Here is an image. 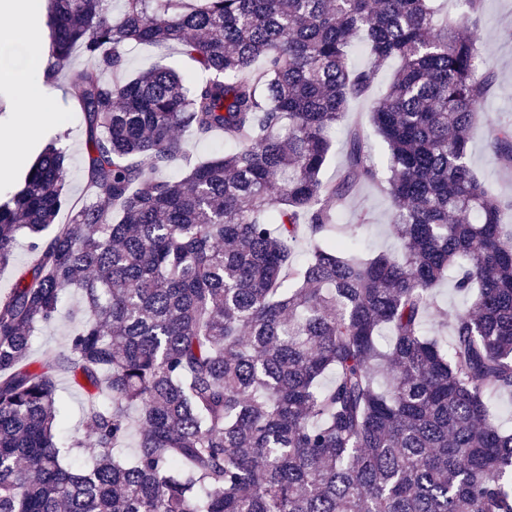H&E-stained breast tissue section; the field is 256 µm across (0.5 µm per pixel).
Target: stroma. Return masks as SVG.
Returning a JSON list of instances; mask_svg holds the SVG:
<instances>
[{
    "label": "stroma",
    "instance_id": "stroma-1",
    "mask_svg": "<svg viewBox=\"0 0 512 512\" xmlns=\"http://www.w3.org/2000/svg\"><path fill=\"white\" fill-rule=\"evenodd\" d=\"M481 54L494 74V85L487 96L484 109L478 117L470 141V161L478 178L490 187L502 202L512 201V168L494 163L489 155V143L498 129L512 125V0H483L475 29ZM163 63L186 76L195 75L192 62L177 50L163 52L151 47H131L126 52L127 75ZM57 103L58 119L30 139L14 162L0 200H7L21 186L24 178L44 146L52 139H61L70 154L69 184L75 200H83L86 183V137L84 115L76 106L77 88L61 77L51 79ZM368 211L371 224L363 228L353 245L362 255L395 249L396 241L389 231L395 211L393 202L375 187L365 184L348 199L342 210L341 221L351 224L359 211ZM80 306L79 297L70 298L56 320L33 339L36 359L59 355L66 350L72 321L71 313ZM58 393L63 402V419L58 429L62 438L84 436L85 392L76 386L69 375L58 373Z\"/></svg>",
    "mask_w": 512,
    "mask_h": 512
}]
</instances>
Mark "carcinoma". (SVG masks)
<instances>
[{"instance_id":"cac0c4a2","label":"carcinoma","mask_w":512,"mask_h":512,"mask_svg":"<svg viewBox=\"0 0 512 512\" xmlns=\"http://www.w3.org/2000/svg\"><path fill=\"white\" fill-rule=\"evenodd\" d=\"M482 2L440 22L437 0H49L51 74L87 61L70 73L86 199L52 141L0 203V267L21 235L35 255L0 296V512H512L489 402L512 393V203L468 164L493 85ZM131 45L175 46L202 78L126 76ZM392 59L371 110L386 166L353 128L323 180L348 103ZM179 132L235 150L197 162ZM489 148L512 166V129ZM367 183L398 248L362 258L336 212ZM453 269L470 302L428 336ZM71 290L67 353L33 359ZM61 371L87 390L88 435L66 447Z\"/></svg>"}]
</instances>
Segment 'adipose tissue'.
I'll return each instance as SVG.
<instances>
[{
    "label": "adipose tissue",
    "instance_id": "obj_1",
    "mask_svg": "<svg viewBox=\"0 0 512 512\" xmlns=\"http://www.w3.org/2000/svg\"><path fill=\"white\" fill-rule=\"evenodd\" d=\"M46 0H0V15L14 17L0 29V82L16 91L13 136L0 140V161L16 158L22 139L56 120L55 96L47 83L50 57L42 39Z\"/></svg>",
    "mask_w": 512,
    "mask_h": 512
}]
</instances>
